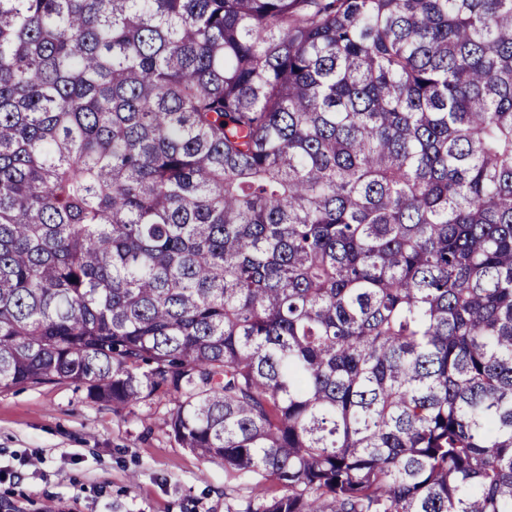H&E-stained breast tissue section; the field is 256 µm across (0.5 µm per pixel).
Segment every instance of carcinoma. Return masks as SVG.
Listing matches in <instances>:
<instances>
[{
    "mask_svg": "<svg viewBox=\"0 0 512 512\" xmlns=\"http://www.w3.org/2000/svg\"><path fill=\"white\" fill-rule=\"evenodd\" d=\"M226 512H512V0H0V388Z\"/></svg>",
    "mask_w": 512,
    "mask_h": 512,
    "instance_id": "cac0c4a2",
    "label": "carcinoma"
}]
</instances>
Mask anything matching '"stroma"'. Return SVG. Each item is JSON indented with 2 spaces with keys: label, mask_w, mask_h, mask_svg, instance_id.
<instances>
[{
  "label": "stroma",
  "mask_w": 512,
  "mask_h": 512,
  "mask_svg": "<svg viewBox=\"0 0 512 512\" xmlns=\"http://www.w3.org/2000/svg\"><path fill=\"white\" fill-rule=\"evenodd\" d=\"M158 393L117 416L68 381L0 389V512H226L224 468L181 447Z\"/></svg>",
  "instance_id": "obj_1"
}]
</instances>
